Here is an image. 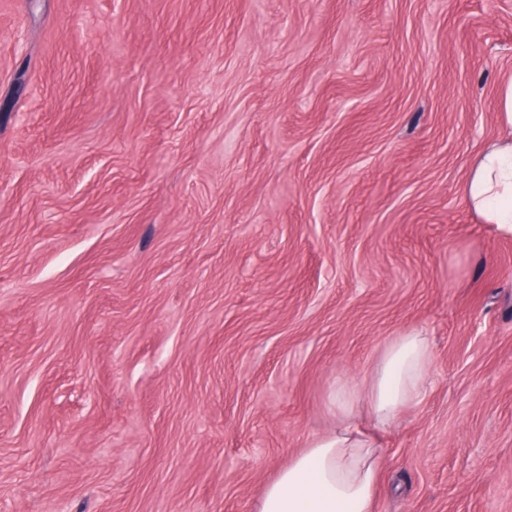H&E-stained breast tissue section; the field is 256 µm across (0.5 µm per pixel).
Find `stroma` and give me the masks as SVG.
Here are the masks:
<instances>
[{
	"label": "stroma",
	"mask_w": 512,
	"mask_h": 512,
	"mask_svg": "<svg viewBox=\"0 0 512 512\" xmlns=\"http://www.w3.org/2000/svg\"><path fill=\"white\" fill-rule=\"evenodd\" d=\"M512 0H0V512H255L394 336L374 512H512ZM500 105L507 132L477 157L462 194L484 223L512 234V82L502 86Z\"/></svg>",
	"instance_id": "stroma-1"
}]
</instances>
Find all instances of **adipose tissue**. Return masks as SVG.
<instances>
[{"mask_svg":"<svg viewBox=\"0 0 512 512\" xmlns=\"http://www.w3.org/2000/svg\"><path fill=\"white\" fill-rule=\"evenodd\" d=\"M500 105L506 132L477 157L462 194L484 223L512 234V82L502 86ZM431 359L428 337L408 332L386 344L366 386L339 382L329 409L342 428L295 455L266 486L256 512H374L381 451L373 433L353 426L354 411L367 403L376 426L391 425L423 400Z\"/></svg>","mask_w":512,"mask_h":512,"instance_id":"adipose-tissue-1","label":"adipose tissue"}]
</instances>
